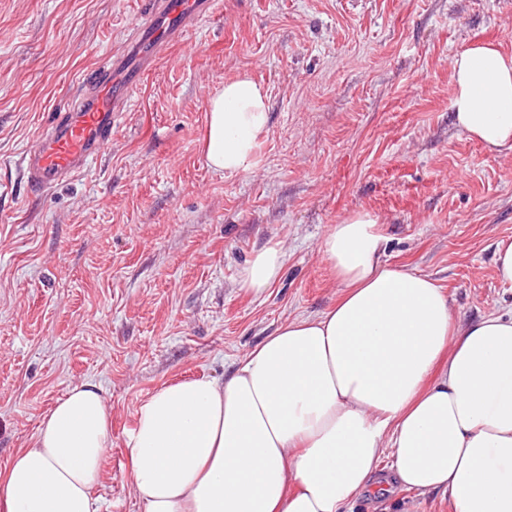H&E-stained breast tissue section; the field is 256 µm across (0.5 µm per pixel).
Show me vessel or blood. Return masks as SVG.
<instances>
[{
    "label": "vessel or blood",
    "instance_id": "obj_1",
    "mask_svg": "<svg viewBox=\"0 0 512 512\" xmlns=\"http://www.w3.org/2000/svg\"><path fill=\"white\" fill-rule=\"evenodd\" d=\"M213 10L214 0H148L124 51L98 68L68 112L25 154L30 184L47 189L87 166L111 140L118 117L159 54Z\"/></svg>",
    "mask_w": 512,
    "mask_h": 512
}]
</instances>
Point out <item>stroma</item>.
Returning <instances> with one entry per match:
<instances>
[{
  "label": "stroma",
  "instance_id": "stroma-1",
  "mask_svg": "<svg viewBox=\"0 0 512 512\" xmlns=\"http://www.w3.org/2000/svg\"><path fill=\"white\" fill-rule=\"evenodd\" d=\"M143 0H0V478L72 388L112 416L99 512H142L128 425L166 383L221 378L288 319L342 294L318 250L368 210L389 264L429 275L454 313L512 305L494 273L512 240V149L449 110L453 56L512 53V0H217L145 75L111 142L49 190L22 158L81 83L122 51ZM248 71L270 121L254 170L206 162V104ZM283 247L263 295L239 285ZM285 263L286 253L278 245L260 250L243 268L241 288L255 296L263 294L280 279Z\"/></svg>",
  "mask_w": 512,
  "mask_h": 512
}]
</instances>
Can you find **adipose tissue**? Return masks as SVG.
I'll list each match as a JSON object with an SVG mask.
<instances>
[{"mask_svg": "<svg viewBox=\"0 0 512 512\" xmlns=\"http://www.w3.org/2000/svg\"><path fill=\"white\" fill-rule=\"evenodd\" d=\"M456 127L512 148V54L478 41L452 59ZM268 93L246 73L207 103L205 155L228 175L259 163ZM376 214L329 225L319 252L343 294L282 324L221 380L164 385L137 409L129 451L142 512H351L372 494L512 512V308L462 321L428 275L389 265ZM286 254L268 246L240 286L261 295ZM111 415L70 390L0 479L5 512H99Z\"/></svg>", "mask_w": 512, "mask_h": 512, "instance_id": "1", "label": "adipose tissue"}]
</instances>
